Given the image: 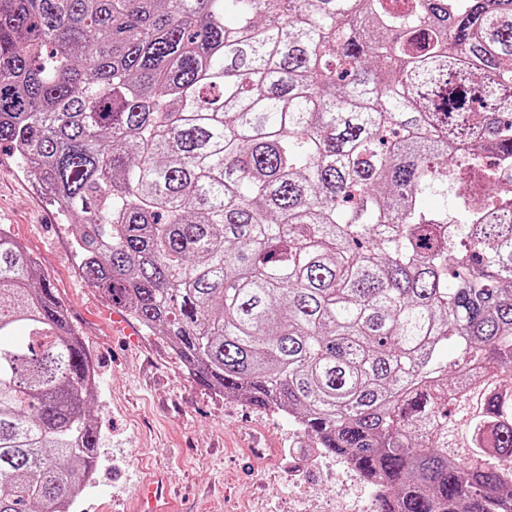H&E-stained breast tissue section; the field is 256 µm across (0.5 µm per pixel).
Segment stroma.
Listing matches in <instances>:
<instances>
[{
	"label": "stroma",
	"mask_w": 512,
	"mask_h": 512,
	"mask_svg": "<svg viewBox=\"0 0 512 512\" xmlns=\"http://www.w3.org/2000/svg\"><path fill=\"white\" fill-rule=\"evenodd\" d=\"M0 226L36 259L83 337L97 371L91 416L99 466L74 512H133L143 480L167 475L180 512H336L367 486L288 416L214 392L162 336L125 335L127 312L80 275L66 219L12 151L0 147ZM272 463H249L252 443Z\"/></svg>",
	"instance_id": "stroma-1"
}]
</instances>
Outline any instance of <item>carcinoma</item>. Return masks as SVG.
Segmentation results:
<instances>
[{
  "mask_svg": "<svg viewBox=\"0 0 512 512\" xmlns=\"http://www.w3.org/2000/svg\"><path fill=\"white\" fill-rule=\"evenodd\" d=\"M3 143L84 278L371 512H512V0H0ZM95 387L0 228V512L79 499Z\"/></svg>",
  "mask_w": 512,
  "mask_h": 512,
  "instance_id": "carcinoma-1",
  "label": "carcinoma"
}]
</instances>
